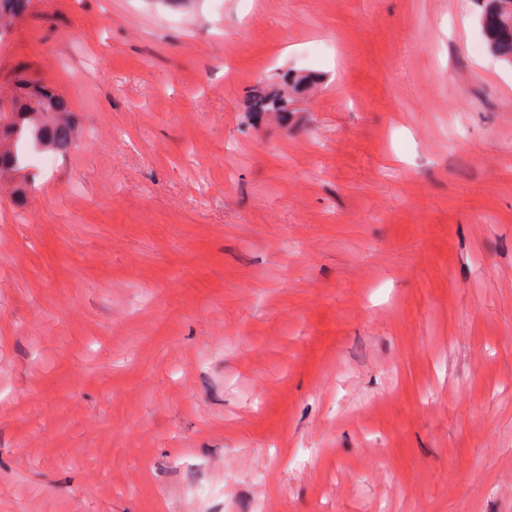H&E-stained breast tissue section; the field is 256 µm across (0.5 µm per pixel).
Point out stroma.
<instances>
[{
  "label": "stroma",
  "mask_w": 512,
  "mask_h": 512,
  "mask_svg": "<svg viewBox=\"0 0 512 512\" xmlns=\"http://www.w3.org/2000/svg\"><path fill=\"white\" fill-rule=\"evenodd\" d=\"M483 9L0 18V110L22 71L81 128L24 204L0 179V512H512V63ZM259 83L289 120H249Z\"/></svg>",
  "instance_id": "1"
}]
</instances>
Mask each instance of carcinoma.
Listing matches in <instances>:
<instances>
[{"mask_svg":"<svg viewBox=\"0 0 512 512\" xmlns=\"http://www.w3.org/2000/svg\"><path fill=\"white\" fill-rule=\"evenodd\" d=\"M482 26L490 51L512 62V0H489ZM252 101L256 115L279 112L288 119L289 100L280 93L259 91L253 94ZM75 142L73 113L63 97L26 74H19L12 111L0 121V172L20 179V193H27L36 185L33 154H65Z\"/></svg>","mask_w":512,"mask_h":512,"instance_id":"carcinoma-1","label":"carcinoma"}]
</instances>
